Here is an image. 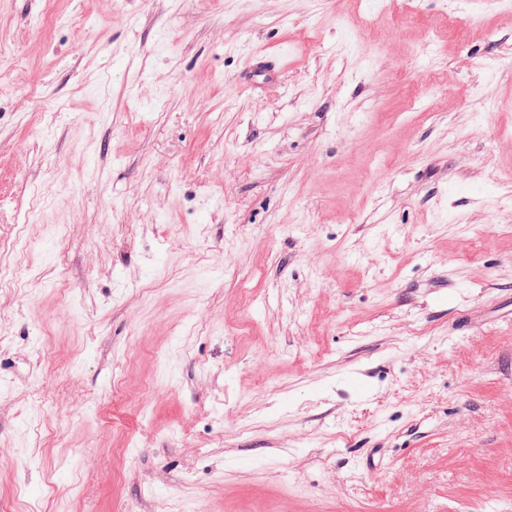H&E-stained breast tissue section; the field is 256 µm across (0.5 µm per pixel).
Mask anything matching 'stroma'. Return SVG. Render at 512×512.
Returning <instances> with one entry per match:
<instances>
[{"instance_id": "1", "label": "stroma", "mask_w": 512, "mask_h": 512, "mask_svg": "<svg viewBox=\"0 0 512 512\" xmlns=\"http://www.w3.org/2000/svg\"><path fill=\"white\" fill-rule=\"evenodd\" d=\"M0 512H512V0H0ZM250 85H261L272 82L276 77V66L271 57L264 53L250 56L246 63Z\"/></svg>"}]
</instances>
